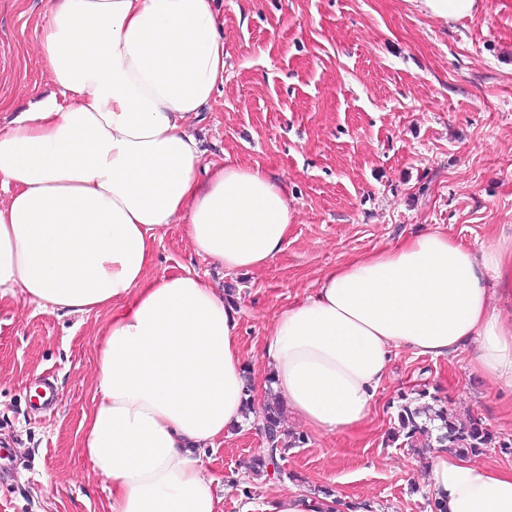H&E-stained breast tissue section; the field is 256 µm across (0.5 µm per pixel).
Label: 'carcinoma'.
Segmentation results:
<instances>
[{"label":"carcinoma","mask_w":512,"mask_h":512,"mask_svg":"<svg viewBox=\"0 0 512 512\" xmlns=\"http://www.w3.org/2000/svg\"><path fill=\"white\" fill-rule=\"evenodd\" d=\"M259 429L271 439V447L288 450L290 444L283 443L280 427L279 405L271 402L260 413ZM401 440L409 450L416 454L434 444H448L459 454L473 455L488 442V434L474 419L461 421L448 414L443 407L426 406L411 409L404 405L397 414V426L394 427L390 441Z\"/></svg>","instance_id":"1"}]
</instances>
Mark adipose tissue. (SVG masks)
<instances>
[{"label":"adipose tissue","mask_w":512,"mask_h":512,"mask_svg":"<svg viewBox=\"0 0 512 512\" xmlns=\"http://www.w3.org/2000/svg\"><path fill=\"white\" fill-rule=\"evenodd\" d=\"M36 52L56 87L0 127V303L109 311L81 443L109 512H215L200 452L241 426L246 388L273 389L317 433L363 422L394 348L477 368L512 387V326L488 279L512 282V242L476 251L429 232L326 270L283 309L248 376L239 312L206 278L149 276L153 245L181 225L228 271L267 265L294 213L261 165L204 164L190 117L224 77L214 0H51ZM438 512H512V467L438 448ZM294 489L263 512H368Z\"/></svg>","instance_id":"ef3b65f1"}]
</instances>
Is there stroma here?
Masks as SVG:
<instances>
[{
    "label": "stroma",
    "instance_id": "obj_1",
    "mask_svg": "<svg viewBox=\"0 0 512 512\" xmlns=\"http://www.w3.org/2000/svg\"><path fill=\"white\" fill-rule=\"evenodd\" d=\"M49 2L0 0V125L53 89L35 53ZM481 3L447 22L417 0H215L224 78L191 126L207 158L276 175L295 219L281 252L249 272L214 267L171 225L150 273L190 271L230 291L256 370L277 314L326 269L436 229L473 249L512 238V0ZM108 317L0 304V512H108L80 448ZM475 355L472 343L439 359L395 349L370 415L348 430L318 434L284 416L304 441L278 477H252L268 442L246 420L202 451L218 479L216 512H261L294 487L366 500L373 512H433L426 457L388 439L400 403L421 406L426 392L488 429L476 461L512 465V388L488 383ZM45 377L57 401L40 410L32 391Z\"/></svg>",
    "mask_w": 512,
    "mask_h": 512
}]
</instances>
